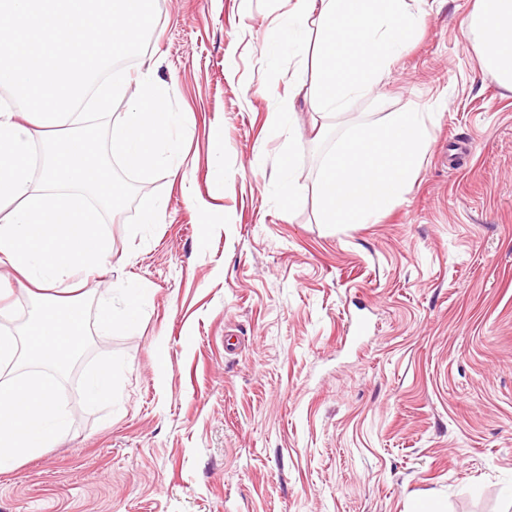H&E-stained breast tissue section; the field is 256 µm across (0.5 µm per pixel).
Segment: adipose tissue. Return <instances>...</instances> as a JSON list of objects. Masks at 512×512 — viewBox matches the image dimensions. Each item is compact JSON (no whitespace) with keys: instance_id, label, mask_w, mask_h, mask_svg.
Returning <instances> with one entry per match:
<instances>
[{"instance_id":"1","label":"adipose tissue","mask_w":512,"mask_h":512,"mask_svg":"<svg viewBox=\"0 0 512 512\" xmlns=\"http://www.w3.org/2000/svg\"><path fill=\"white\" fill-rule=\"evenodd\" d=\"M471 29L479 61L512 91V0H478ZM151 0H0V88L25 101L33 116L17 121L0 103V296L15 279L36 288L37 312L22 338L0 335V367L19 353L59 363V351L83 343L84 309L76 273L101 264L110 251L93 196L111 203L122 188L96 179L98 135L78 107L111 108L123 97L105 74L117 56L136 49L153 29ZM178 120L168 92L142 74L138 98L112 126L111 150L142 175L163 164L162 149ZM427 126L412 109L390 113L380 125L357 126L323 165L314 190L324 224H366L401 199L425 152ZM45 145L42 184L31 165ZM69 287L58 302L53 289ZM55 382L37 373L0 383V472L49 447L61 423Z\"/></svg>"}]
</instances>
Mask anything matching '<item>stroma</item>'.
<instances>
[{"instance_id": "obj_1", "label": "stroma", "mask_w": 512, "mask_h": 512, "mask_svg": "<svg viewBox=\"0 0 512 512\" xmlns=\"http://www.w3.org/2000/svg\"><path fill=\"white\" fill-rule=\"evenodd\" d=\"M407 2L422 21L372 93L326 121L297 97L278 128L282 99L316 80L298 59L265 81L288 0H153L124 100L93 115L127 192L101 213L84 343L43 370L65 422L0 473V512H512V91L479 63L476 0ZM147 69L180 115L175 177L111 153ZM409 107L430 138L402 199L320 223L312 187L337 139ZM147 197L164 223L141 224ZM128 281L148 294L138 318L100 325ZM107 366L111 396L87 403ZM112 385V373L108 370H100L92 373L86 380L84 395L89 402L96 401L109 391Z\"/></svg>"}]
</instances>
